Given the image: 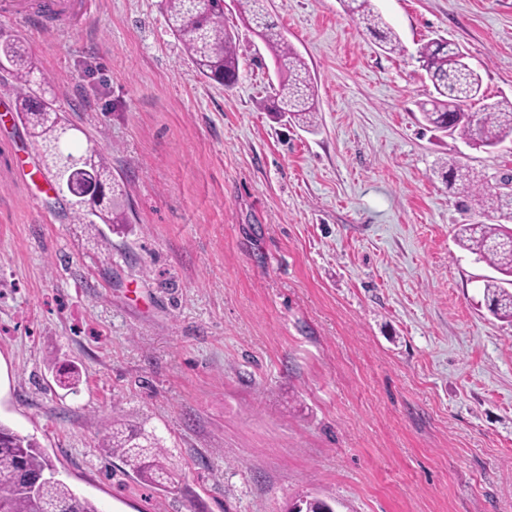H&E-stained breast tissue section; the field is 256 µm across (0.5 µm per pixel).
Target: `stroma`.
<instances>
[{
  "instance_id": "obj_1",
  "label": "stroma",
  "mask_w": 512,
  "mask_h": 512,
  "mask_svg": "<svg viewBox=\"0 0 512 512\" xmlns=\"http://www.w3.org/2000/svg\"><path fill=\"white\" fill-rule=\"evenodd\" d=\"M232 88L202 78L164 0H93L76 30L0 18L40 91L107 152L130 222L101 246L24 174L0 119V422L102 512H512V324L484 303L437 174L493 191L512 143L426 126L418 62L444 37L512 100V0H375L388 54L340 0H265L314 85L316 127L272 111L277 63L237 0ZM80 375L77 391L60 374ZM155 430L175 488L129 477L101 421Z\"/></svg>"
}]
</instances>
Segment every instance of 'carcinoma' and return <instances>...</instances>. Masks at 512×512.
Wrapping results in <instances>:
<instances>
[{
    "mask_svg": "<svg viewBox=\"0 0 512 512\" xmlns=\"http://www.w3.org/2000/svg\"><path fill=\"white\" fill-rule=\"evenodd\" d=\"M345 9L356 15L364 29L383 50H402L397 34L377 11L374 0H343ZM167 20L181 41L198 72L224 87L238 78L239 62L234 35L224 30L221 0H167ZM260 37L273 53L281 75L275 110L286 112L309 126L316 108L308 68L288 45L276 24L268 17H255ZM0 58L10 66L15 81L18 117L43 151V165L52 179L64 177L66 192L74 198L71 218L76 224H127L122 207L124 185L114 174L109 158L93 148L80 149L69 141L73 126L65 122L54 101L33 89L34 64L25 49L15 42L0 44ZM419 62L434 92L420 103L423 119L431 126L456 134L475 148H495L512 140V101L486 104L478 119L465 107L480 99L482 80L448 42L431 41L419 50ZM83 157L86 165L67 171L57 165L61 155ZM439 175L458 194L476 205L482 213L497 215L495 224H463L458 229L459 244L491 268L495 275L485 279L484 298L488 310L512 323V193L488 192L475 183L466 168L454 163L439 165ZM100 185L109 187L110 199L98 208L96 220L88 217L85 198ZM101 441L104 454L118 457L132 473L159 491L174 484L166 449L153 434L120 424H104ZM52 472L39 443L0 423V512H56L64 505L67 512H102L98 505L73 490L65 481L51 476L39 483L33 479Z\"/></svg>",
    "mask_w": 512,
    "mask_h": 512,
    "instance_id": "carcinoma-1",
    "label": "carcinoma"
}]
</instances>
